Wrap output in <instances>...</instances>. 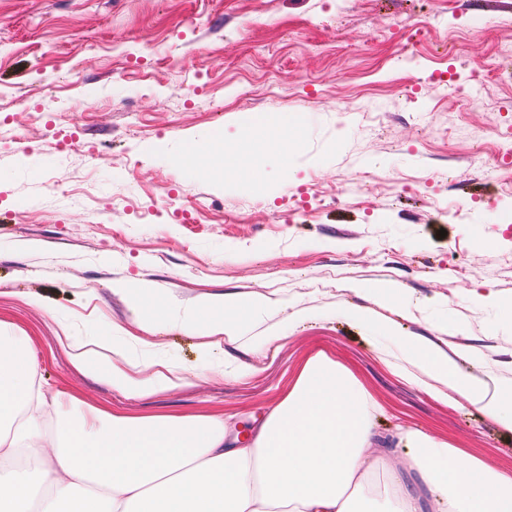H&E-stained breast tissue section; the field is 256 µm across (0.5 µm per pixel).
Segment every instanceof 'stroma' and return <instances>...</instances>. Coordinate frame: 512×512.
<instances>
[{
    "label": "stroma",
    "mask_w": 512,
    "mask_h": 512,
    "mask_svg": "<svg viewBox=\"0 0 512 512\" xmlns=\"http://www.w3.org/2000/svg\"><path fill=\"white\" fill-rule=\"evenodd\" d=\"M507 44L512 0H0V320L31 337L51 393L127 413H257L324 350L386 406L380 428L511 472V433L394 373L377 353L393 339L345 315L397 283L400 333L512 385V330L472 301L512 305ZM284 122L282 161L265 130ZM244 139L261 184L183 159ZM139 283L167 311L147 339L188 382L129 399L72 368L56 321L137 332L147 309L121 288ZM204 293L270 300L211 368L180 322Z\"/></svg>",
    "instance_id": "obj_1"
}]
</instances>
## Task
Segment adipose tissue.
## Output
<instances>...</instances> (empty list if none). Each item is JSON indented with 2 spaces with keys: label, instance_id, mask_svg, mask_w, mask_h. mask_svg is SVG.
Segmentation results:
<instances>
[{
  "label": "adipose tissue",
  "instance_id": "adipose-tissue-1",
  "mask_svg": "<svg viewBox=\"0 0 512 512\" xmlns=\"http://www.w3.org/2000/svg\"><path fill=\"white\" fill-rule=\"evenodd\" d=\"M262 306L261 298L233 294L192 303L182 324L200 336V360L239 340ZM347 315L394 335V349L381 353L391 370L426 375L436 396L454 391L512 432V393L464 372L435 343L395 336L393 324L368 309ZM152 327L147 318L139 335L110 341L64 329L57 340L77 370L142 399L185 381L181 368L146 347ZM27 344L0 323V512H512V474L417 428L381 432L373 418L382 404L328 352L308 356L270 410L249 416L244 439L221 412L132 415L49 394ZM374 447L389 457L408 449V467L368 481Z\"/></svg>",
  "mask_w": 512,
  "mask_h": 512
}]
</instances>
